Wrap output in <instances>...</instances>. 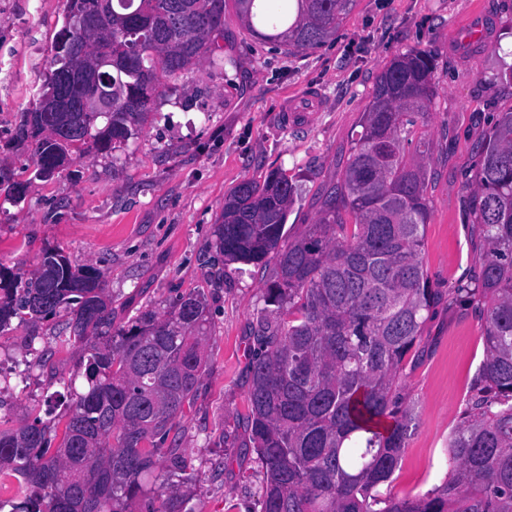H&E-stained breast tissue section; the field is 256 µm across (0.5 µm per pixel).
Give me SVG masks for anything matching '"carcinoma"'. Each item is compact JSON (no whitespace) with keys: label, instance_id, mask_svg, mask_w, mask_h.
<instances>
[{"label":"carcinoma","instance_id":"obj_1","mask_svg":"<svg viewBox=\"0 0 512 512\" xmlns=\"http://www.w3.org/2000/svg\"><path fill=\"white\" fill-rule=\"evenodd\" d=\"M46 83L76 76L70 100L93 83L112 97L102 112L35 106L17 131L37 141L35 176L72 151H114L136 137L164 80L205 59L217 63L227 0H112L94 30L66 0ZM253 37L290 52L325 43L356 0H233ZM112 42V64L100 49ZM430 51L408 49L377 77L336 184L315 224L290 240L288 213L302 185L279 171L226 197L214 236L227 263L275 276L257 312L249 367V444L264 480L253 512H512V112L489 135L469 186L475 265L455 288L430 286L421 248L432 202V143L418 127L438 94ZM415 145L413 156L407 146ZM483 322L484 358L460 422L448 435L451 472L430 493L384 496L412 421L396 395L407 361L423 356L422 331L443 302ZM71 310L68 344L101 339L87 359L84 392L58 424L0 429V476L18 481L0 512H192L194 476L176 448L207 364L203 297H179L167 314L146 310L112 329L100 273L77 269L56 247L24 278L0 265V331ZM170 447H164L165 443ZM158 481L162 490L149 487Z\"/></svg>","mask_w":512,"mask_h":512}]
</instances>
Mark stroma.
I'll return each mask as SVG.
<instances>
[{"label":"stroma","mask_w":512,"mask_h":512,"mask_svg":"<svg viewBox=\"0 0 512 512\" xmlns=\"http://www.w3.org/2000/svg\"><path fill=\"white\" fill-rule=\"evenodd\" d=\"M66 0H0V171L26 182L13 202L0 185V265L31 273L45 248L99 270L112 297V326L138 312L166 313L180 296H204L211 337L193 408L178 446L194 470L192 512H250L264 476L244 452L248 365L257 311L273 266L228 264L215 246L224 198L273 170L303 184L289 237L317 218L336 182L376 79L400 52L437 59L438 95L424 128L430 220L422 259L433 287L449 290L474 264L467 186L501 113L512 111V0H356L334 36L289 53L251 37L234 8L224 15L223 68L209 61L166 82L137 138L105 154L86 148L51 178L33 176L34 142L15 131L49 73ZM483 27L467 39L465 29ZM68 310L0 332V363L25 365L27 387L0 384V428L66 412L67 383L82 384L89 342L58 345ZM482 322L440 304L428 318L421 361L407 364L402 392L413 420L384 495L421 496L450 471L448 435L483 359ZM222 470H215L216 459Z\"/></svg>","instance_id":"obj_1"}]
</instances>
